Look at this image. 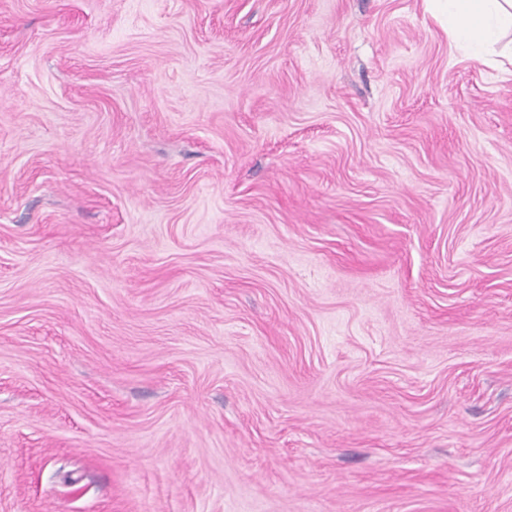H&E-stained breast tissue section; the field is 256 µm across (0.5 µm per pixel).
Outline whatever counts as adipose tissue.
<instances>
[{"label":"adipose tissue","instance_id":"adipose-tissue-1","mask_svg":"<svg viewBox=\"0 0 512 512\" xmlns=\"http://www.w3.org/2000/svg\"><path fill=\"white\" fill-rule=\"evenodd\" d=\"M457 41L476 50L512 32V0H432Z\"/></svg>","mask_w":512,"mask_h":512}]
</instances>
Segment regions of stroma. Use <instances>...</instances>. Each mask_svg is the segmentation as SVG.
Listing matches in <instances>:
<instances>
[{"instance_id": "obj_1", "label": "stroma", "mask_w": 512, "mask_h": 512, "mask_svg": "<svg viewBox=\"0 0 512 512\" xmlns=\"http://www.w3.org/2000/svg\"><path fill=\"white\" fill-rule=\"evenodd\" d=\"M0 512H512V63L0 0Z\"/></svg>"}]
</instances>
